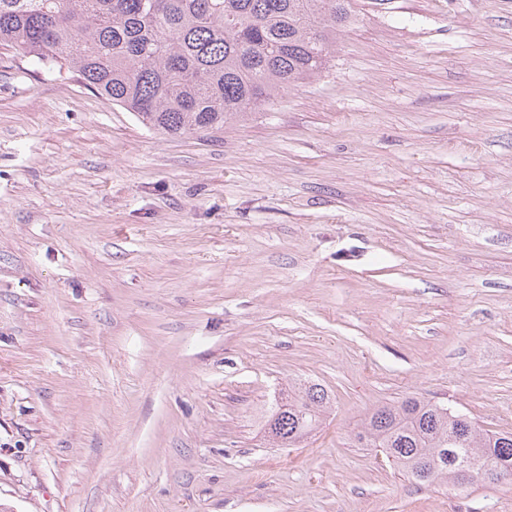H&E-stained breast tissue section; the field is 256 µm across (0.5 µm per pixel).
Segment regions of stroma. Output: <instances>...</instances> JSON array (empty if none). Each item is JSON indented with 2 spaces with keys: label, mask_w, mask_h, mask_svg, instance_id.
<instances>
[{
  "label": "stroma",
  "mask_w": 512,
  "mask_h": 512,
  "mask_svg": "<svg viewBox=\"0 0 512 512\" xmlns=\"http://www.w3.org/2000/svg\"><path fill=\"white\" fill-rule=\"evenodd\" d=\"M407 396L512 431V0H358L320 76L179 137L0 46V512H512L352 447ZM329 404L321 385H291L287 395L269 409L264 433L279 446L300 443L320 426Z\"/></svg>",
  "instance_id": "35a3bbf8"
}]
</instances>
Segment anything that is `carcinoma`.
Segmentation results:
<instances>
[{
  "mask_svg": "<svg viewBox=\"0 0 512 512\" xmlns=\"http://www.w3.org/2000/svg\"><path fill=\"white\" fill-rule=\"evenodd\" d=\"M355 0H0V45L67 68L112 104L163 135L221 129L318 77L336 26ZM330 404L319 384L288 387L268 411L266 436L301 442ZM380 448L418 485H454L471 456L512 481V431L489 432L448 408L408 396L370 410L351 434Z\"/></svg>",
  "mask_w": 512,
  "mask_h": 512,
  "instance_id": "cac0c4a2",
  "label": "carcinoma"
}]
</instances>
